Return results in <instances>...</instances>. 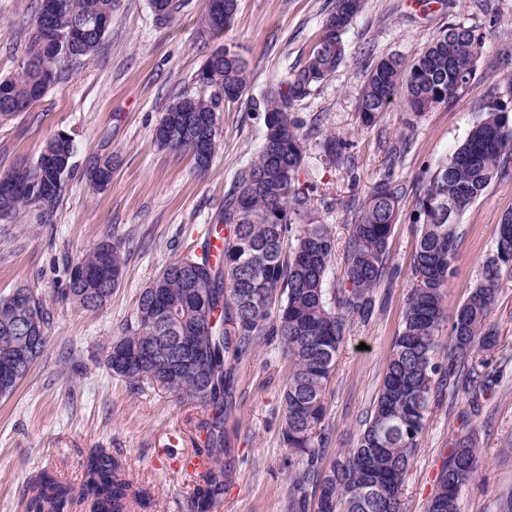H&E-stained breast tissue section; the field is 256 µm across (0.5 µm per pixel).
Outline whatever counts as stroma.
I'll return each instance as SVG.
<instances>
[{
	"mask_svg": "<svg viewBox=\"0 0 512 512\" xmlns=\"http://www.w3.org/2000/svg\"><path fill=\"white\" fill-rule=\"evenodd\" d=\"M334 0H238L234 24L223 37L200 25L203 0H187L165 22L148 0H118L96 54L63 67L30 111L0 123V173L34 163L44 141L64 131L78 152L52 222L11 225L0 231V295L34 288L51 312L52 342L7 398H0V512H26L27 487L42 471L80 485L86 459L106 449L134 488L150 494L136 512H193L206 490L201 473L185 472L183 457L202 445L206 410L159 385L130 386L107 367L109 343L132 318L142 290L198 235L199 225L222 211L237 170L256 153L263 115L251 101L303 61L324 33ZM36 0H0V79L16 75L33 32ZM461 23L484 37L469 85L449 106L418 118L394 100L372 125L359 112L366 67L387 57L413 60L448 24ZM348 61L306 99L298 117L319 115L300 181L313 185L314 216L331 226L338 256L327 282L339 287L354 203L386 171L403 187L401 219L388 242L392 281L376 289L369 321H348L336 368L325 394L333 448L356 447L361 422L382 383L413 285L415 227L410 222L418 181L449 158L479 118L477 100L492 92L512 99V0H363L343 34ZM235 46L247 65L242 97L219 114L220 138L205 172L189 153L157 147L154 129L172 101L196 92V71L216 48ZM350 142L351 163L332 160L325 135ZM113 156L106 188H93L89 163ZM512 211V163L459 218V257L448 287L445 320L433 352L447 366L451 322L486 258L494 254L498 224ZM126 258L122 283L102 310L59 304L68 266L101 240ZM492 320L498 338L480 351L479 372L497 383L471 406L467 395L433 396L418 449L405 476L400 512H426L450 444L474 431L480 449L474 481L460 494V512H499L512 490V276L500 282ZM235 409L225 423L224 493L211 512H284L288 450L280 441V393L285 378L276 345L260 348L236 367Z\"/></svg>",
	"mask_w": 512,
	"mask_h": 512,
	"instance_id": "obj_1",
	"label": "stroma"
}]
</instances>
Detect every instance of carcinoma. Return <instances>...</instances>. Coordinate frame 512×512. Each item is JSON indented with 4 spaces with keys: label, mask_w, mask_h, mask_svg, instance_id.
<instances>
[{
    "label": "carcinoma",
    "mask_w": 512,
    "mask_h": 512,
    "mask_svg": "<svg viewBox=\"0 0 512 512\" xmlns=\"http://www.w3.org/2000/svg\"><path fill=\"white\" fill-rule=\"evenodd\" d=\"M164 19L175 18L183 0H149ZM115 0H37L34 21L57 31L46 42L33 33L21 72L0 80V121L19 113L9 109L17 96L42 98L65 60V51L84 60L101 40L85 35L69 39L86 23L109 25ZM238 0H205L201 24L222 35L231 25ZM362 0H335L327 17V34L306 59L276 79L256 102L263 113L264 133L255 156L238 169L224 196L216 224L224 226V252L212 259L209 240L201 254H180L141 292L134 317L114 337L108 357L136 346L154 354L119 367L112 376L131 385L156 383L181 399L213 411L206 424L208 457L226 450L224 416L232 410L234 365L250 359L263 344L275 343L288 362L282 391L281 439L297 465L288 471L285 512H400V494L418 438L424 429L431 395L443 382L471 394V402L495 380L477 372L473 358L495 343L490 316L499 282L512 274V211L499 224L496 254L486 259L481 277L469 289L451 326L448 368L432 362L436 335L444 320L446 290L458 259L457 219L489 187L498 169L512 159V114L487 94L480 98V118L449 160L427 172L414 201L416 243L401 329L389 354L382 385L354 448L331 458L327 452L325 392L334 370L348 319L366 322L375 312L373 290L386 269L387 247L399 222L402 187L391 176L375 182L355 208L346 246L344 287H326L336 256L329 225L313 216L312 186L302 187L300 172L307 156L304 121L294 102L346 63L342 35L360 12ZM483 36L461 23L450 24L418 58L398 57L371 66L359 111L372 123L401 96L415 117L446 105L470 83ZM206 86L199 94L178 96L162 114L155 142L162 149L194 154L204 168L219 140L221 101L239 100L247 86L243 59L217 49ZM77 147L66 132L43 147L58 165L48 168L42 157L5 174L17 186L9 199L0 197V224H16L25 215L49 224L66 179L74 170ZM124 259L119 247L105 240L69 267L58 302L96 312L122 282ZM39 330L37 356L51 341L50 316L42 297L29 287L0 296V363L9 359L26 327ZM478 449L470 433L452 443L438 476L427 512H460L462 489L477 471ZM209 488L198 497L197 512H210L222 487L215 471ZM28 512H66L75 500L90 501L94 512H128L146 492L132 490L121 465L103 450L87 460L85 479L75 487L46 473L28 487Z\"/></svg>",
    "instance_id": "1"
}]
</instances>
